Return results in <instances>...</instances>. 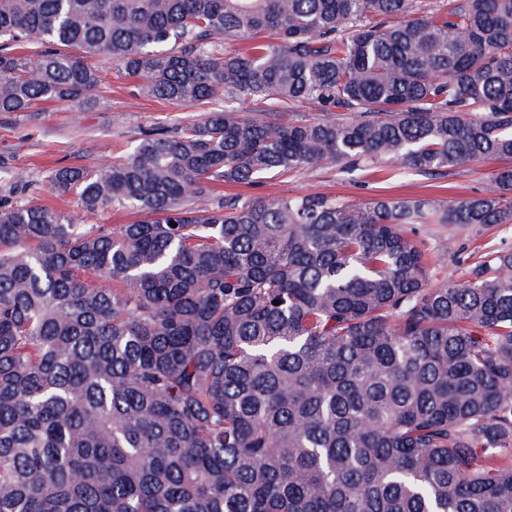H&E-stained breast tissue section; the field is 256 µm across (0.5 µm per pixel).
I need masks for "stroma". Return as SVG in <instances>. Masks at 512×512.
Wrapping results in <instances>:
<instances>
[{"instance_id":"stroma-1","label":"stroma","mask_w":512,"mask_h":512,"mask_svg":"<svg viewBox=\"0 0 512 512\" xmlns=\"http://www.w3.org/2000/svg\"><path fill=\"white\" fill-rule=\"evenodd\" d=\"M107 83L103 92L64 102L41 103L38 111L0 112V200L14 204L36 203L70 213L72 198L49 190V176L57 168L106 164L133 151L143 132L200 121L201 108L138 96L136 82L112 60L95 59ZM493 161L475 162L455 173L435 178L395 179L379 167L354 177L310 168L293 175H274L255 185L223 184L224 197L276 199L320 193L352 203L386 194L403 198L438 196L458 200L480 193L496 169ZM25 175L13 184L12 173ZM406 231L429 252L439 251L455 238L454 261L437 267L433 284L459 275L473 264L479 252L512 248V224L453 229L445 224H411Z\"/></svg>"}]
</instances>
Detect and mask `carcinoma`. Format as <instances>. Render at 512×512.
I'll use <instances>...</instances> for the list:
<instances>
[{"label":"carcinoma","mask_w":512,"mask_h":512,"mask_svg":"<svg viewBox=\"0 0 512 512\" xmlns=\"http://www.w3.org/2000/svg\"><path fill=\"white\" fill-rule=\"evenodd\" d=\"M95 57L209 110L54 170L74 215L0 203V512H512V250L434 285L454 238L404 231L512 224V0H0V112ZM481 158L458 201L215 193ZM140 219L136 210L126 205L122 206H114L111 210L105 211L103 213L88 215L85 217V222L83 224H131L132 222Z\"/></svg>","instance_id":"carcinoma-1"}]
</instances>
